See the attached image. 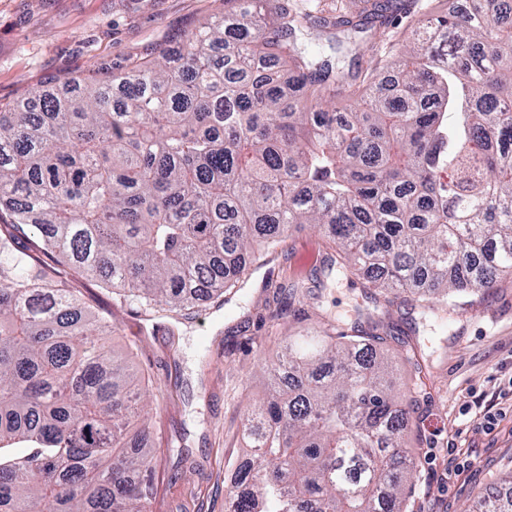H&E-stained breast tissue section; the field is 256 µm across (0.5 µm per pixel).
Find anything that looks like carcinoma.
Returning <instances> with one entry per match:
<instances>
[{
  "mask_svg": "<svg viewBox=\"0 0 512 512\" xmlns=\"http://www.w3.org/2000/svg\"><path fill=\"white\" fill-rule=\"evenodd\" d=\"M264 2L224 0L175 53L0 106V512H150L149 379L59 265L178 317L316 224L328 272L434 289L439 304L414 300L444 326L512 276V0L427 12L394 58L354 72L302 43L305 13L271 21ZM364 2L319 18L329 43L386 24L393 5ZM338 95L350 111L328 108ZM329 326L286 337L266 368L230 512H408L418 463L373 353L385 338ZM468 512H512V498L490 486Z\"/></svg>",
  "mask_w": 512,
  "mask_h": 512,
  "instance_id": "1",
  "label": "carcinoma"
}]
</instances>
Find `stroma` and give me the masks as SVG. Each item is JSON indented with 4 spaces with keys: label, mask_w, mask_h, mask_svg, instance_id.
<instances>
[{
    "label": "stroma",
    "mask_w": 512,
    "mask_h": 512,
    "mask_svg": "<svg viewBox=\"0 0 512 512\" xmlns=\"http://www.w3.org/2000/svg\"><path fill=\"white\" fill-rule=\"evenodd\" d=\"M464 0H413L381 37L390 48L412 20ZM224 0H0V104L58 85L96 79L179 45ZM328 262L316 227L295 232L281 253L232 298L205 300L191 317L151 320L95 282L72 288L116 322L114 351L148 370L155 389L144 419L159 455L153 512H228L225 475L250 456L242 436L247 402L266 388L256 360L274 362L280 339L323 329L329 311L350 326L384 336L379 351L388 383L405 392L424 362L422 387L409 402L408 447L419 473L414 512H467L488 484L512 472V413L486 433L480 415L512 378V276L458 308L449 327L425 320L407 295H371L363 277L339 278L320 299L306 295ZM182 446L185 457L174 448Z\"/></svg>",
    "instance_id": "obj_1"
}]
</instances>
